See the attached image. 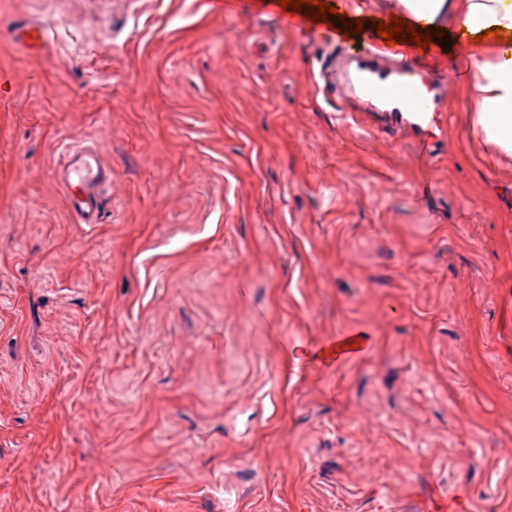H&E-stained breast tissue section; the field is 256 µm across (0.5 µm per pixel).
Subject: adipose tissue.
Returning <instances> with one entry per match:
<instances>
[{
    "label": "adipose tissue",
    "instance_id": "adipose-tissue-1",
    "mask_svg": "<svg viewBox=\"0 0 512 512\" xmlns=\"http://www.w3.org/2000/svg\"><path fill=\"white\" fill-rule=\"evenodd\" d=\"M424 28L439 31L441 16L455 19L453 43L472 44L466 59L472 80L462 86L467 129L502 157H512V0H427ZM501 36H492V29Z\"/></svg>",
    "mask_w": 512,
    "mask_h": 512
}]
</instances>
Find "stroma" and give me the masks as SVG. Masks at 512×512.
<instances>
[{
    "mask_svg": "<svg viewBox=\"0 0 512 512\" xmlns=\"http://www.w3.org/2000/svg\"><path fill=\"white\" fill-rule=\"evenodd\" d=\"M374 41L0 0V512H512V159L436 46L438 128L341 119L320 73ZM66 142L112 169L102 223ZM48 32L40 26L20 24L13 29L12 42L30 53L39 52L47 43ZM65 162L55 169L70 220L75 224H99L104 219V196L112 184V169L99 151L64 144L59 148Z\"/></svg>",
    "mask_w": 512,
    "mask_h": 512,
    "instance_id": "35a3bbf8",
    "label": "stroma"
}]
</instances>
